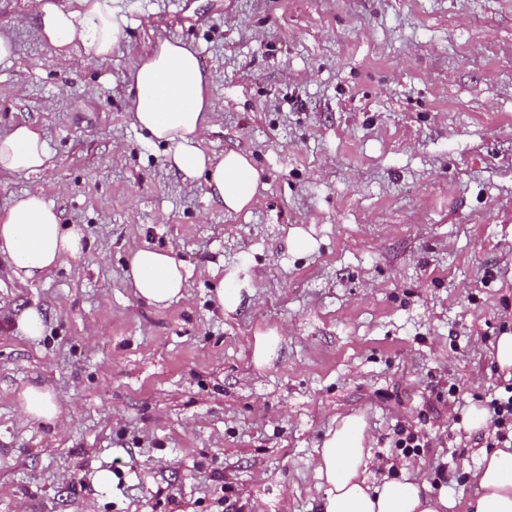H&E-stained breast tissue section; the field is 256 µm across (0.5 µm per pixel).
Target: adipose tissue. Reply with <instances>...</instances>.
<instances>
[{
    "label": "adipose tissue",
    "mask_w": 512,
    "mask_h": 512,
    "mask_svg": "<svg viewBox=\"0 0 512 512\" xmlns=\"http://www.w3.org/2000/svg\"><path fill=\"white\" fill-rule=\"evenodd\" d=\"M76 2L71 9L42 0L35 28L65 57L79 53L88 64L111 54L123 20L112 0ZM210 81L195 51L168 40L153 44L127 78L136 119L153 140L167 146L171 167L187 179L204 178L211 198L240 213L259 195V174L244 153L210 155L202 149L211 111ZM53 167L45 140L32 126L19 124L0 134V171L28 175ZM85 247L81 229L63 223L39 191L15 196L0 212V257L20 283L40 280L80 259ZM126 276L136 297L147 304L165 307L184 296L186 268L173 249L132 251ZM369 458L364 419L342 418L318 453L316 471L324 489L320 512H512V447L481 451L474 474L478 490L462 506L446 492H432L408 478L368 483L364 473Z\"/></svg>",
    "instance_id": "adipose-tissue-1"
}]
</instances>
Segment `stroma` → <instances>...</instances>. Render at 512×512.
<instances>
[{
  "label": "stroma",
  "mask_w": 512,
  "mask_h": 512,
  "mask_svg": "<svg viewBox=\"0 0 512 512\" xmlns=\"http://www.w3.org/2000/svg\"><path fill=\"white\" fill-rule=\"evenodd\" d=\"M38 6L0 0L17 45L0 133L32 124L55 168L0 172V211L40 187L90 249L27 284L0 258V512H318L317 451L351 414L369 478L471 497L496 429L467 414L512 391L495 359L512 331V0H113L122 36L87 67L40 39ZM164 39L216 76L204 148L252 158L250 214L136 122L124 79ZM145 246L175 248L185 298L135 296L126 255ZM30 308L38 338L18 326ZM31 384L56 395L54 422L20 415ZM279 342V335L275 330H269L267 333L256 334L254 337L253 357L257 365L267 364L271 358V353Z\"/></svg>",
  "instance_id": "35a3bbf8"
}]
</instances>
